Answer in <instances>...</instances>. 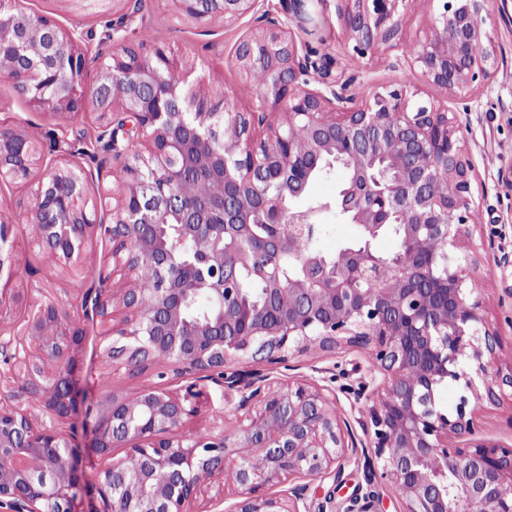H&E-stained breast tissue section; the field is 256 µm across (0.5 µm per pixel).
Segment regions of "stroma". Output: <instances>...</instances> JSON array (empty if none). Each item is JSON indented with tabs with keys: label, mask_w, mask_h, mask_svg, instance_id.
<instances>
[{
	"label": "stroma",
	"mask_w": 512,
	"mask_h": 512,
	"mask_svg": "<svg viewBox=\"0 0 512 512\" xmlns=\"http://www.w3.org/2000/svg\"><path fill=\"white\" fill-rule=\"evenodd\" d=\"M25 12L46 15L66 28L91 33L87 42L88 57L84 70L86 87H93L101 77L98 58L115 50L112 42L97 39L100 21H119L125 44L165 47L190 73L188 86L199 94H223L235 107L247 109L257 102V90L245 76L236 58L239 41L269 21L286 18L287 0H263L261 13L225 23L222 16L208 23H198L174 7L172 0H127L125 5L113 0H22ZM480 16L486 33L485 45L491 51L495 72L485 84L458 94H446L427 84L420 71L410 68L406 45L427 32L436 10L434 0H409L402 16L404 43L374 59L352 56L345 37L342 0H323L314 12L316 25L307 40L319 54L333 60V72L345 71L355 76L350 91L357 101L373 94L393 81L403 79L422 89L430 98L449 111H460L461 134L477 179L474 183L477 217L471 226L477 247L476 273L484 290L485 315L503 339V366L512 365V0H481ZM101 124L94 104H87L78 115L60 118L30 109L25 97L13 83L0 76V126L34 137L40 144L44 163L32 172L28 182L0 180V220H14L20 204L28 203L31 191L43 179L49 162L67 159L86 168L88 195L99 187L111 185L118 167L110 153L97 151L95 158L79 155V148L94 138ZM16 265L13 286L21 298L12 312L0 318V330L18 332L28 320L35 303L44 297L55 298L67 311L82 305L83 295L93 289L109 296L101 276L112 268V245L100 234L91 240L77 266L69 269L37 244L35 229L20 224L15 240ZM86 336L78 357L76 376L77 411L60 424L78 463L76 477L80 493L77 512H100L102 502L94 490L102 461L93 446V428L102 404L111 395L133 396L149 389H164L185 394L187 388L203 391L205 399L199 412L181 428L184 436L204 438L219 434L235 424V409L241 394L198 374H179L172 363L164 361L143 372H130L112 366L103 354V329L99 321H86ZM372 360L368 350L339 347L323 357L294 356L283 364L264 368L271 379L292 383L310 379L335 391L348 414L358 445L369 438L361 421L365 404L355 397L362 382L368 381ZM479 434L501 444H512V399L485 404ZM365 459L357 457L346 465L338 480L315 482L310 499L325 512H344L355 495L367 491Z\"/></svg>",
	"instance_id": "1"
}]
</instances>
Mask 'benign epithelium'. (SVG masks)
<instances>
[{"label": "benign epithelium", "instance_id": "7a95c632", "mask_svg": "<svg viewBox=\"0 0 512 512\" xmlns=\"http://www.w3.org/2000/svg\"><path fill=\"white\" fill-rule=\"evenodd\" d=\"M175 0L179 12L199 21L220 13L230 22L258 10L261 0ZM309 0H290L289 20L243 38L236 54L242 70L260 65L275 74L258 92L255 110H240L225 97L183 98L166 73L177 62L157 49L144 67L128 47L102 59L100 82L82 81L87 62L83 35L48 16L33 25L11 18L36 59L24 62L0 47V73L13 81L34 111L68 117L88 101L110 100L101 130L112 131V157L127 160L119 144L126 114L141 135L138 157L155 166L160 196L141 198V173L112 189V222L97 221L100 202L86 197L84 168L61 162L38 182L28 205L38 244L67 265L84 251L95 229L112 244L110 302L88 291L86 317L107 326L106 357L130 370L170 360L183 371L215 373L242 393L240 407L254 411L230 431L207 440L166 438L197 412L188 397L144 391L112 397L99 412L93 447L104 460L98 492L103 512H199L202 487L221 479L238 498L227 512H310L316 481L337 478L358 454L345 444L343 411L312 383L276 387L258 369L224 372L243 354L270 364L293 353L331 350L342 344L369 350L385 377L365 383L357 397L370 402L368 459L373 479L403 488L401 512H512V445L475 437L484 404L512 390V367H500L502 338L484 314L482 289L472 287L475 247L471 164L448 110L395 81L357 104L352 76L332 75L331 60L299 33H311ZM345 30L353 55L375 56L401 36L407 0H346ZM429 32L408 55L426 81L446 92L490 79L494 61L474 46L484 42L479 0H438ZM48 62L68 68L72 80L46 96L33 90L30 71ZM307 138L293 136L296 127ZM332 159L348 170L334 207L361 228L365 244L341 249L334 259L297 251L316 231V211L287 204ZM41 163L29 135L0 129V179H29ZM188 168L200 175L203 207L182 199L174 185ZM220 178L228 195L208 194ZM278 192L268 195V183ZM449 183L451 195L438 194ZM260 214L268 236L253 237L250 218ZM402 213L401 248L378 257L371 240ZM11 224H0V274L16 257L7 246ZM299 262L287 275L282 262ZM156 270L158 288L148 311L137 301L142 262ZM263 284L252 301L244 276ZM209 311L191 314L200 293ZM12 276L0 284V317L18 301ZM85 328L55 301L34 306L21 334L0 332L7 369L0 381L22 374L27 405L49 417L37 428L22 407L0 408V504L14 512H77L74 455L55 424L76 410L75 371ZM60 365L45 373L40 364ZM463 382L455 413L436 401L439 386ZM125 456L112 459V449ZM282 492L271 486L284 481ZM380 493L352 499L346 512H375Z\"/></svg>", "mask_w": 512, "mask_h": 512}]
</instances>
